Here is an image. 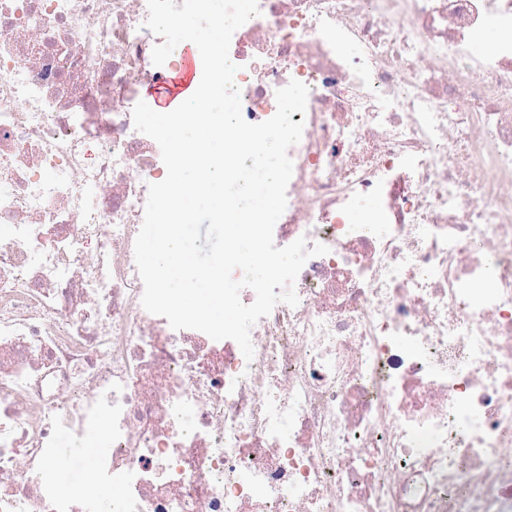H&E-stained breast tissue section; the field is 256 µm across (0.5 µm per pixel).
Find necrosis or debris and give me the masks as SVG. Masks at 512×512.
<instances>
[{
    "mask_svg": "<svg viewBox=\"0 0 512 512\" xmlns=\"http://www.w3.org/2000/svg\"><path fill=\"white\" fill-rule=\"evenodd\" d=\"M246 121L308 89L276 246L328 254L230 339L147 312L165 166L146 0H0V512H512V0H259Z\"/></svg>",
    "mask_w": 512,
    "mask_h": 512,
    "instance_id": "obj_1",
    "label": "necrosis or debris"
}]
</instances>
